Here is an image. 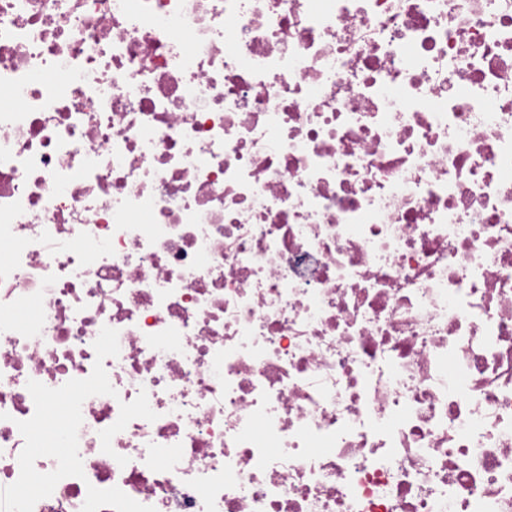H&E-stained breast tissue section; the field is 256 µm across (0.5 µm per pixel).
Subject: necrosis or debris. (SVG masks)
I'll list each match as a JSON object with an SVG mask.
<instances>
[{
  "label": "necrosis or debris",
  "mask_w": 512,
  "mask_h": 512,
  "mask_svg": "<svg viewBox=\"0 0 512 512\" xmlns=\"http://www.w3.org/2000/svg\"><path fill=\"white\" fill-rule=\"evenodd\" d=\"M0 89V489L108 326L33 512H512V0H0Z\"/></svg>",
  "instance_id": "4bbe7bcc"
}]
</instances>
